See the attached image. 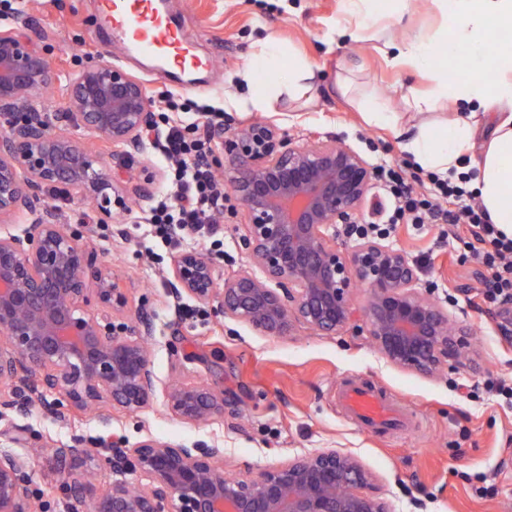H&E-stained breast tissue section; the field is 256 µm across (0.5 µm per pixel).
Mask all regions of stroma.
<instances>
[{"label":"stroma","mask_w":512,"mask_h":512,"mask_svg":"<svg viewBox=\"0 0 512 512\" xmlns=\"http://www.w3.org/2000/svg\"><path fill=\"white\" fill-rule=\"evenodd\" d=\"M20 12L31 22L55 78L40 109L62 107L65 79L73 71L107 56L141 79L164 112L170 94L200 105L223 109L224 120L237 127L263 117L295 134L310 128L344 140L373 165L401 167L405 176L417 167L403 149L405 132L447 119L439 107L411 109L407 95L429 93L430 74L393 66L373 40L385 29L398 41L416 34L440 32L445 19L433 0H411L401 12L348 16L339 0H167V13L191 38L193 51L206 67L198 81L180 82L160 72L155 61L110 43L96 0H20ZM339 26L360 30L361 39L326 45V34ZM274 37L292 54L317 65L310 99L289 100L275 94L264 111L229 105L238 74L256 66V44ZM350 71L361 91L385 98L400 117L399 129L373 125L336 89V75ZM75 139L105 157V169L118 180L155 177V195L169 192L166 170L153 148L144 154L113 155L112 146L74 126ZM68 230L81 231L101 264L112 266L125 289L129 313L141 305L155 311L150 360L157 388L150 403L135 413L102 410L100 415L58 418L48 408L55 394L36 391L25 416L0 417V450L31 457L32 490L37 512H90L65 489L49 458L53 449L81 445L99 454L108 437L134 445L145 438L204 443L224 450V470L237 477L268 468L301 453L335 448L353 453L375 479L377 493L393 512H512V401L487 390L485 380L512 387V347L494 331L493 314L479 290L481 267L459 262L450 246L440 244L439 225L422 232L400 229L393 244L410 257L427 253L430 267L423 283L450 313L467 321L474 333L478 372L462 371L423 377L387 364L366 334L350 328L333 336L303 329L293 336H258L245 326L206 311L204 319L185 316L182 306L165 295L171 252H149L147 226L139 212L126 217L125 239L113 237L108 225L94 223L86 205L55 199L41 190ZM224 253L214 257L218 278L233 275L248 262L241 243L245 213L227 197ZM185 382H204L224 395V414L197 425L178 419L169 409L166 387L173 364ZM347 380H364L405 406L416 425L385 434L364 431L341 408L337 391Z\"/></svg>","instance_id":"stroma-1"}]
</instances>
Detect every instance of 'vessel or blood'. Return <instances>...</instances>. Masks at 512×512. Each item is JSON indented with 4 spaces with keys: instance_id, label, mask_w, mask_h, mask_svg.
I'll return each instance as SVG.
<instances>
[{
    "instance_id": "vessel-or-blood-1",
    "label": "vessel or blood",
    "mask_w": 512,
    "mask_h": 512,
    "mask_svg": "<svg viewBox=\"0 0 512 512\" xmlns=\"http://www.w3.org/2000/svg\"><path fill=\"white\" fill-rule=\"evenodd\" d=\"M98 11L115 37L156 59L164 69L192 71L201 67L202 61L191 51L187 35L169 21L157 0H98ZM339 401L348 416L372 432L408 423L401 408L364 381L345 384Z\"/></svg>"
}]
</instances>
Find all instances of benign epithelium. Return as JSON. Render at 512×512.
<instances>
[{"instance_id": "1", "label": "benign epithelium", "mask_w": 512, "mask_h": 512, "mask_svg": "<svg viewBox=\"0 0 512 512\" xmlns=\"http://www.w3.org/2000/svg\"><path fill=\"white\" fill-rule=\"evenodd\" d=\"M19 17L0 28V220L23 223L0 233V416L27 414L41 387L64 397L66 414L102 402L136 411L151 400L156 379L146 344L154 311L141 307L133 324L114 318L127 306L116 276L97 263L83 237L60 225L39 191L59 187L92 202L97 223L125 208L104 159L66 128L72 122L112 142L125 156L141 154L154 127L152 100L136 76L101 59L69 78L66 109L36 111L53 82L48 60ZM224 148V177L245 212L242 241L249 265L224 279L204 254L183 249L172 258L167 295L213 305L224 318L260 336L290 337L298 327L332 336L362 322L388 364L424 377L472 369L471 329L450 321L448 308L420 286L416 263L384 238L361 236L336 246V226L355 223L375 181V167L334 136L297 135L271 120L234 130L209 129ZM366 288L364 308L353 290ZM95 302L97 312L85 306ZM494 329L512 345V297L495 308ZM180 419L200 423L224 414V395L180 383L168 393ZM63 484L91 512H392L370 491L373 476L334 448L289 457L247 478L224 475V449L145 439L128 448L114 441L101 461L114 473L138 472L133 489L114 480L91 487L82 448H59ZM30 459L0 452V512H35Z\"/></svg>"}]
</instances>
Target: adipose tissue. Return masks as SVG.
Here are the masks:
<instances>
[{
  "mask_svg": "<svg viewBox=\"0 0 512 512\" xmlns=\"http://www.w3.org/2000/svg\"><path fill=\"white\" fill-rule=\"evenodd\" d=\"M448 20L443 43L417 34L402 42L394 64L429 71L436 53L458 64L453 80H438L428 96H414L416 108L447 104L452 114L441 123L418 128L405 151L421 167L448 176L471 173L469 183L492 223L512 237V53L494 52L512 35V0H436ZM267 66L288 84V93L305 96L311 77L301 59L285 58L282 46L266 39L258 48ZM477 151L473 165L463 158Z\"/></svg>",
  "mask_w": 512,
  "mask_h": 512,
  "instance_id": "obj_1",
  "label": "adipose tissue"
}]
</instances>
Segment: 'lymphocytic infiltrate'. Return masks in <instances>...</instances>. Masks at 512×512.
Listing matches in <instances>:
<instances>
[{"mask_svg": "<svg viewBox=\"0 0 512 512\" xmlns=\"http://www.w3.org/2000/svg\"><path fill=\"white\" fill-rule=\"evenodd\" d=\"M186 120L167 124L154 146L171 163L170 180L175 188L171 201L159 204L150 217L151 233L162 243L174 244V230H182L185 237L213 240L215 225L224 210V187L215 178L209 164L211 139L209 136H189ZM378 174L384 189L391 197L394 222L403 221L413 229H421L429 220L448 223L442 238L451 237L452 227L464 224L468 234L454 238L460 257L480 264L484 272L483 299L494 304L512 295V238L492 224L487 212L476 202L467 188V176L442 179L430 175L433 196L415 192L412 184L393 166L382 165ZM452 201L445 209L441 200Z\"/></svg>", "mask_w": 512, "mask_h": 512, "instance_id": "1", "label": "lymphocytic infiltrate"}]
</instances>
